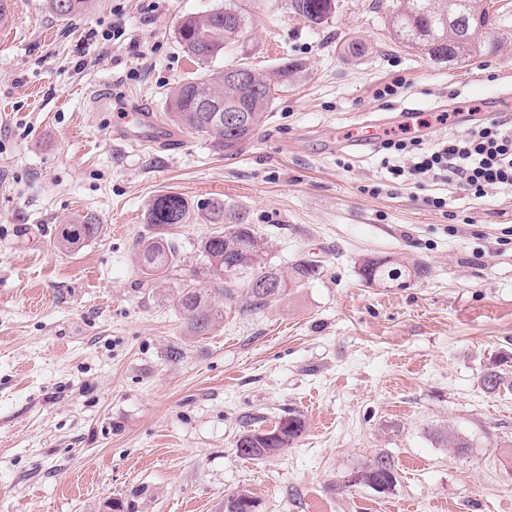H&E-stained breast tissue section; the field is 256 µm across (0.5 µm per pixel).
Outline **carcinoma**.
<instances>
[{
    "label": "carcinoma",
    "instance_id": "cac0c4a2",
    "mask_svg": "<svg viewBox=\"0 0 512 512\" xmlns=\"http://www.w3.org/2000/svg\"><path fill=\"white\" fill-rule=\"evenodd\" d=\"M334 0H289L294 14L308 23L319 25L328 20ZM86 0H50L52 10L63 19L79 15ZM499 12H491L487 0H395L387 16L388 28L399 44L414 52H422L437 63L456 64L476 54L496 51L495 40H479L482 33L495 28ZM243 18L234 21L224 16V9L183 17L177 39L188 56L206 63L224 53V48L244 36ZM339 50L342 55L360 60L369 54L368 45L349 38ZM298 64L285 62L271 75L254 72L257 89L245 88L224 78V72H212L178 85L170 93L168 119L174 125L212 139L213 146L226 155L238 152L267 117L277 88L291 82ZM210 98L227 102L239 101L246 109V122L227 127L211 122L200 109V101ZM146 223L155 232L141 240L136 262L146 281L174 277L180 282L176 295L178 307L185 313L188 329L194 336L210 332L220 311L211 305L207 294L221 298L244 297L246 306L261 309L282 297L287 289L299 288L317 278L320 261L299 256L282 269L266 262L267 242L258 236L244 215L224 206L221 199L194 203L182 194L168 191L151 199L146 206ZM214 225L198 244L200 266L182 259L181 246L172 237V229L189 224L197 217ZM100 233V225L89 217L74 224H58L53 246L75 250ZM428 266L421 261L402 257L362 259L359 275L372 288H401L409 282L425 278ZM208 279V290L199 288L198 277ZM279 432L268 433L246 429L238 437V453L251 460L279 454L290 447L304 431L303 420L293 412L280 419ZM361 482L378 491L396 484L390 463L378 459L362 470Z\"/></svg>",
    "mask_w": 512,
    "mask_h": 512
}]
</instances>
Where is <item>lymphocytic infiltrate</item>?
Instances as JSON below:
<instances>
[{"label": "lymphocytic infiltrate", "instance_id": "obj_1", "mask_svg": "<svg viewBox=\"0 0 512 512\" xmlns=\"http://www.w3.org/2000/svg\"><path fill=\"white\" fill-rule=\"evenodd\" d=\"M382 147L407 157L406 165L390 167L396 178L441 179L478 198L489 188H512V117L475 120L464 133L428 149L416 137L388 139Z\"/></svg>", "mask_w": 512, "mask_h": 512}]
</instances>
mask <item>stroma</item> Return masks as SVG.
I'll list each match as a JSON object with an SVG mask.
<instances>
[{"mask_svg":"<svg viewBox=\"0 0 512 512\" xmlns=\"http://www.w3.org/2000/svg\"><path fill=\"white\" fill-rule=\"evenodd\" d=\"M390 0H339L312 26L288 0H87L71 19L48 0H6L0 28V512H224L246 491L259 512H512V189L474 198L443 181L393 179L377 145L335 149L384 113L417 121L455 106L512 115V0L498 49L458 65L403 48ZM223 7L244 37L189 59L181 19ZM119 39L103 40L113 25ZM370 44L361 60L340 44ZM301 62L254 137L233 156L178 130L162 150L114 140L119 105L168 125L178 83L239 64ZM397 84L394 95L377 92ZM107 94L113 107L95 109ZM165 191L223 200L267 239V261L321 260L318 278L260 310L213 298L224 318L191 335L175 280L135 262L146 205ZM446 199V211L425 205ZM101 226L57 251L54 225ZM368 256L424 262L427 277L370 288ZM296 413L281 454L242 458L246 418ZM469 442L449 448L440 432ZM397 477L352 483L376 458Z\"/></svg>","mask_w":512,"mask_h":512,"instance_id":"stroma-1","label":"stroma"}]
</instances>
